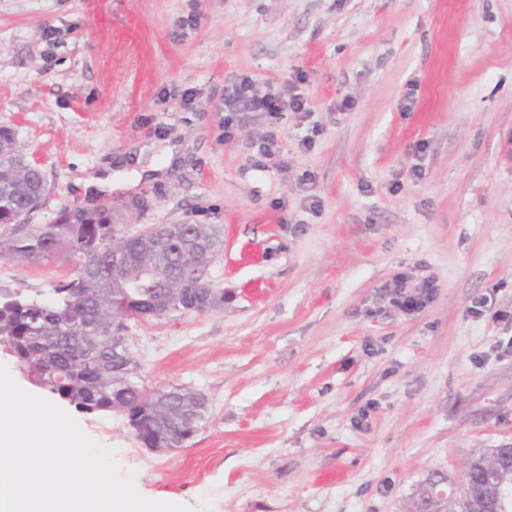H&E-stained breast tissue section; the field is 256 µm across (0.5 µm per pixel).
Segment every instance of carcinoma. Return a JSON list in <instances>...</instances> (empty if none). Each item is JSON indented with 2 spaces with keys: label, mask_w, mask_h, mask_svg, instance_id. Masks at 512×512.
I'll use <instances>...</instances> for the list:
<instances>
[{
  "label": "carcinoma",
  "mask_w": 512,
  "mask_h": 512,
  "mask_svg": "<svg viewBox=\"0 0 512 512\" xmlns=\"http://www.w3.org/2000/svg\"><path fill=\"white\" fill-rule=\"evenodd\" d=\"M0 260L29 262L63 258L69 279L46 293L0 292V346L32 383L87 414L114 411L112 391L133 410L148 399L138 383L112 381V342L118 332L114 312L147 314L165 300L169 288L189 287L201 262L223 249L218 231L207 224H157L149 233L123 243L121 260L112 262L115 214L104 207L95 215L65 208L51 224H32L48 193L43 171L16 153L12 131L0 127ZM187 237L205 246H188L175 265L153 272L159 258L148 241ZM149 436L178 448L191 439L185 430L145 429Z\"/></svg>",
  "instance_id": "obj_1"
}]
</instances>
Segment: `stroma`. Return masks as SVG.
<instances>
[{"label":"stroma","mask_w":512,"mask_h":512,"mask_svg":"<svg viewBox=\"0 0 512 512\" xmlns=\"http://www.w3.org/2000/svg\"><path fill=\"white\" fill-rule=\"evenodd\" d=\"M242 74L297 85L311 115L247 112L225 139ZM1 126L47 179L32 223L137 198L119 234L224 238L205 274L223 308L126 331L145 391L205 398L199 432L151 451L123 414H74L144 497L411 512L431 473L460 490L478 450L512 445V0H0ZM270 129L280 163L262 168ZM69 275L0 261L2 290ZM426 277L423 308L389 304Z\"/></svg>","instance_id":"1"}]
</instances>
